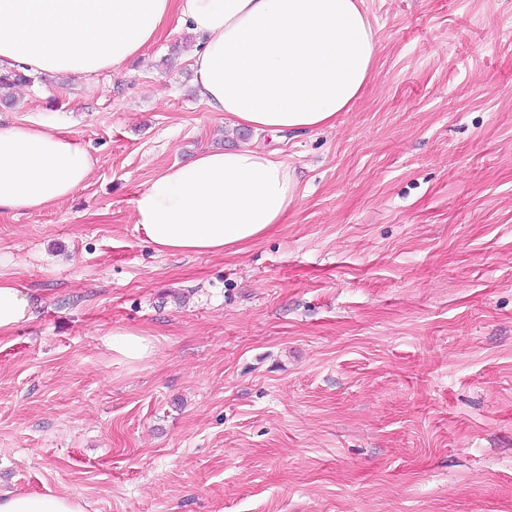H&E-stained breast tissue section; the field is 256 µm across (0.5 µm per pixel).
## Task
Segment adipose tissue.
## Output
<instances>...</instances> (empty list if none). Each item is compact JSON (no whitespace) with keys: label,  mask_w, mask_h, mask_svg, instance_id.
I'll return each instance as SVG.
<instances>
[{"label":"adipose tissue","mask_w":512,"mask_h":512,"mask_svg":"<svg viewBox=\"0 0 512 512\" xmlns=\"http://www.w3.org/2000/svg\"><path fill=\"white\" fill-rule=\"evenodd\" d=\"M363 0H0V69L92 77L138 56L170 22L194 34V84L210 111L258 132L333 127L361 97L376 42ZM90 154L56 127L0 126V213L57 205L89 178ZM297 180L273 151L197 154L139 191L134 222L157 252L221 254L285 223ZM31 318L0 278V335ZM0 512H84L78 495L0 492Z\"/></svg>","instance_id":"1"}]
</instances>
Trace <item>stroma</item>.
Masks as SVG:
<instances>
[{
	"instance_id": "35a3bbf8",
	"label": "stroma",
	"mask_w": 512,
	"mask_h": 512,
	"mask_svg": "<svg viewBox=\"0 0 512 512\" xmlns=\"http://www.w3.org/2000/svg\"><path fill=\"white\" fill-rule=\"evenodd\" d=\"M377 62L335 127L240 131L169 23L121 71L34 74L0 124L94 161L61 204L0 213V487L85 512H512V0H364ZM248 144L298 197L239 251L156 253L133 201ZM156 355L114 357L110 332ZM26 289L0 278V335H8L31 319ZM109 347L115 357L130 363L150 360L154 356L152 342L141 332L133 330L113 331Z\"/></svg>"
}]
</instances>
